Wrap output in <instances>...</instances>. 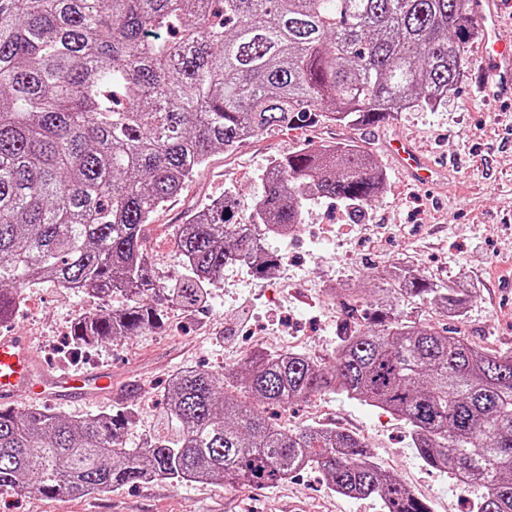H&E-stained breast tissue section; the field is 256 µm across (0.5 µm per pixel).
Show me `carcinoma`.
<instances>
[{
	"label": "carcinoma",
	"instance_id": "carcinoma-1",
	"mask_svg": "<svg viewBox=\"0 0 512 512\" xmlns=\"http://www.w3.org/2000/svg\"><path fill=\"white\" fill-rule=\"evenodd\" d=\"M469 0H0V322L40 281L125 305L70 331L96 346L158 332L161 301L192 311L224 266L267 276L270 244L307 207L338 202L362 222L384 188L378 162L345 143L271 161L247 223L231 194L175 225L185 273L150 271L144 228L216 149L320 113L371 126L448 102L479 34ZM399 295L458 315L467 290L395 273ZM342 395L408 423L411 448L485 488L473 512H512V350L485 351L381 308L343 324L333 360L254 353L218 375L171 379L163 418L127 444L132 409L71 420L0 410V492L80 497L193 477L271 489L292 469L387 512H431L351 431L270 423L269 407Z\"/></svg>",
	"mask_w": 512,
	"mask_h": 512
}]
</instances>
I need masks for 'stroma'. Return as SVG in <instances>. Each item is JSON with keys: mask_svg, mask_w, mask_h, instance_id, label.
<instances>
[{"mask_svg": "<svg viewBox=\"0 0 512 512\" xmlns=\"http://www.w3.org/2000/svg\"><path fill=\"white\" fill-rule=\"evenodd\" d=\"M465 51L468 68L442 107L414 108L366 127L319 117L273 128L231 152L213 151L205 168L146 227L152 275L167 281L183 267L173 228L188 215L231 191L239 218L247 219L261 190L258 176L275 157L301 146L356 145L382 166L385 189L366 220L338 238H327L323 229L334 222L335 210L324 203L308 207L284 246L292 261L288 292H276L269 279L247 271L228 276L202 310L189 314L167 306L162 331L82 354L72 348L73 323L89 312L121 307L124 297L99 299L37 283L23 289L15 316L0 324V335L28 337L39 360L54 371L111 370L113 388L138 408L128 434L132 446L155 428L162 391L176 370L196 366L222 373L249 354L257 326L274 332L269 353L292 331L302 353L331 358L347 308L338 299H322L321 287L341 277L352 288L366 282L391 288L396 268L405 266L422 278L466 288L470 301L448 327L478 347L512 349V95L485 91L481 39ZM394 139L407 140L433 162L438 169L433 184H417L394 167L386 149ZM272 415L292 429L327 421L364 436L380 467L397 473L431 512H470L482 494L476 487L460 491L455 479L429 467L412 450L406 423L379 408L325 395L273 409ZM288 501L298 503L299 512H383L378 498L333 493L315 470L272 489L155 479L62 500L1 492L0 512H282Z\"/></svg>", "mask_w": 512, "mask_h": 512, "instance_id": "35a3bbf8", "label": "stroma"}]
</instances>
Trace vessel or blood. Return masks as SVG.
<instances>
[{
  "label": "vessel or blood",
  "mask_w": 512,
  "mask_h": 512,
  "mask_svg": "<svg viewBox=\"0 0 512 512\" xmlns=\"http://www.w3.org/2000/svg\"><path fill=\"white\" fill-rule=\"evenodd\" d=\"M472 11L483 22L485 38L494 54L490 72L495 87L512 91V47L507 46L503 26L494 10L492 0H470ZM396 161L419 178H426L429 165L423 155L406 143L393 147ZM112 376L107 372L83 374L56 373L42 367L33 355L26 337L0 336V407L15 406L19 393L52 403L77 395L89 396L97 391L110 392Z\"/></svg>",
  "instance_id": "obj_1"
}]
</instances>
